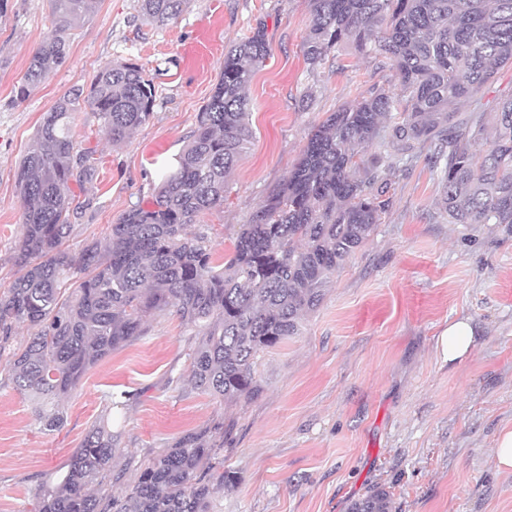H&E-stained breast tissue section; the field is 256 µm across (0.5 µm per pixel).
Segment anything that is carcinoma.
Wrapping results in <instances>:
<instances>
[{
    "mask_svg": "<svg viewBox=\"0 0 512 512\" xmlns=\"http://www.w3.org/2000/svg\"><path fill=\"white\" fill-rule=\"evenodd\" d=\"M92 2L50 0L57 32L32 54L17 96L65 62L64 32ZM188 2L138 0L140 17L164 26ZM309 7L302 47L310 70L351 47L385 58L402 96L379 88L330 113L288 177L241 225L222 264L194 224L224 204L226 178L253 138L247 88L268 56L266 22L224 53V72L151 205L127 211L104 247L66 245L72 209L85 206L74 204L70 184L95 175L72 134L73 114L87 104L112 143H122L151 116L156 85L135 62L110 63L88 89L45 113L17 172L23 232L13 260L21 275L0 293V341L18 323L36 327L13 354L8 380L32 398L40 430H59L62 401L88 370L144 335L147 316L171 308L197 341L193 388L224 401L254 394L257 357L300 334L331 276L380 223L396 158L419 143L432 151L438 211L448 223L512 225V96L464 121L450 112L512 67V0H309ZM369 144L380 151L367 158ZM121 405L109 394L67 470L40 477L34 512H213V486L229 481L224 464H215L219 427L175 439L139 468L124 496L112 495V463L122 453L112 409ZM348 512H392L391 497L377 487Z\"/></svg>",
    "mask_w": 512,
    "mask_h": 512,
    "instance_id": "carcinoma-1",
    "label": "carcinoma"
}]
</instances>
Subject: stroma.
I'll return each mask as SVG.
<instances>
[{"mask_svg": "<svg viewBox=\"0 0 512 512\" xmlns=\"http://www.w3.org/2000/svg\"><path fill=\"white\" fill-rule=\"evenodd\" d=\"M136 4L94 0L66 34V62L21 99L29 60L56 21L49 0H0V291L18 275L20 160L44 112L104 65L137 62L158 92L150 118L119 145L90 108L76 113L73 135L97 173L74 190L93 198L70 217L75 251L106 241L126 211L150 205L197 127L226 48L265 20L270 51L248 88L254 138L223 206L199 220L219 262L329 112L395 83L381 58L348 48L310 72L307 0H190L164 27L143 23ZM438 194L429 148L416 145L388 178L380 224L333 276L301 335L259 355L251 397L227 402L191 388L190 340L172 309L148 317L143 336L90 369L65 400V425L49 434L1 356L0 512H31L37 475L66 468L103 413L104 394L120 391L131 399L113 412L123 448L116 496L153 454L220 423L218 457L230 480L214 493L219 512H347L376 487L389 492L393 512H512V469L495 460L501 431L512 428V226L448 223ZM460 317L470 319L474 344L452 365L440 338Z\"/></svg>", "mask_w": 512, "mask_h": 512, "instance_id": "35a3bbf8", "label": "stroma"}]
</instances>
